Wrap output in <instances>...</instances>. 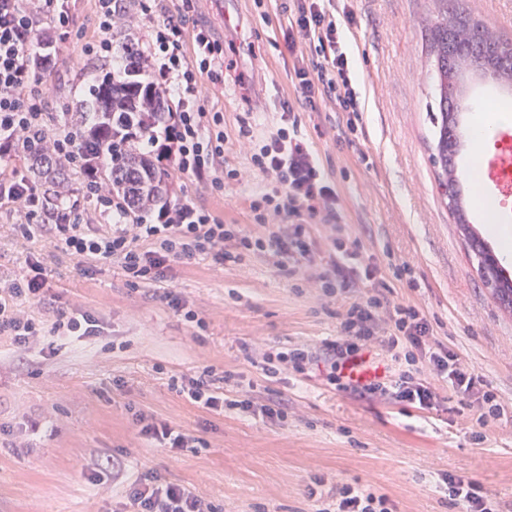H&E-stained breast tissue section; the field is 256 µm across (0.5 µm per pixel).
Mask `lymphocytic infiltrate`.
<instances>
[{"mask_svg": "<svg viewBox=\"0 0 512 512\" xmlns=\"http://www.w3.org/2000/svg\"><path fill=\"white\" fill-rule=\"evenodd\" d=\"M194 0H182V11L152 23L145 49L140 50V73L148 84L163 91L166 112L148 118L129 130L130 139L157 162L169 163L182 176L238 179L237 170L214 176L224 163V117L206 104L222 78L217 68L224 52L208 30L194 33L196 49L186 55L185 22ZM130 20L121 0H96V40L87 54L111 57L110 34ZM73 19L67 0H0V158L39 153L76 167L84 176L83 191L93 208H79L69 197L48 206L39 187L19 170L0 169V205L11 210L12 224L24 237L52 232L58 245L71 255L95 262L118 261L131 283L160 282L170 262L202 255L216 263L236 261L243 254L265 251L278 268L295 275L315 265L304 217L318 209H332L335 190L325 181L315 154L288 128L255 143L251 163L269 177L270 187L252 201L256 223L281 218L267 235L238 234L218 216L194 203L180 200L147 214H140L127 199L112 195V184L103 177V156L85 151L70 127L52 128L48 103L55 93L50 66L61 43L69 37ZM289 52L315 44L322 60L314 68L295 71L296 89L307 108L326 94H335L343 111L357 112V96L349 58L341 45L336 20L321 0H300L285 33ZM116 214L120 221L99 231L97 218ZM334 252L321 275L324 288L346 287L351 282L379 287L377 265L356 264L354 251L334 242ZM47 281L35 274L11 282L0 290V332H7L19 346H29L43 329L22 310L24 302L41 300ZM391 332L384 342L392 360H404L407 368L398 380L389 381L364 351L379 324ZM343 334L320 347L325 379L336 389L361 397L394 391L397 398L425 410L432 408L435 393L424 370L445 379L456 393L470 392L476 383L472 373L449 351L431 350L427 319L412 306L384 311L379 297L352 304L342 321ZM133 512H205L203 503L184 487L162 482L146 472L125 491Z\"/></svg>", "mask_w": 512, "mask_h": 512, "instance_id": "obj_1", "label": "lymphocytic infiltrate"}]
</instances>
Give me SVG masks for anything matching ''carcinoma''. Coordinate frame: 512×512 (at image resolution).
Segmentation results:
<instances>
[{
	"mask_svg": "<svg viewBox=\"0 0 512 512\" xmlns=\"http://www.w3.org/2000/svg\"><path fill=\"white\" fill-rule=\"evenodd\" d=\"M430 31L435 72L450 75L448 94L438 99L437 142L433 161L441 169V184L445 191L456 196L453 210L456 223L466 230L469 223L454 177V158L460 148L458 123L450 120V117L459 115V87L468 74L480 72L505 82L512 81V43L495 37L484 23L462 7L436 17ZM112 45L131 63H137L135 54L138 46L133 42L130 29L122 26L112 30ZM160 97L159 90L138 80L121 75L103 80L93 89L91 99L79 105L82 113L94 114V122L90 125L96 135L93 146L108 149L109 145L118 141V135L123 133L126 126L136 125L148 115L159 112L157 101ZM27 177L41 187L61 191L68 188V170L65 166L44 157L30 159ZM108 177L112 192L119 197H130L141 213H149L168 203V175L137 152L132 142L120 146L118 151H112ZM491 288L496 299L512 310V278L506 276L504 270H498Z\"/></svg>",
	"mask_w": 512,
	"mask_h": 512,
	"instance_id": "carcinoma-1",
	"label": "carcinoma"
}]
</instances>
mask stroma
<instances>
[{"label": "stroma", "mask_w": 512, "mask_h": 512, "mask_svg": "<svg viewBox=\"0 0 512 512\" xmlns=\"http://www.w3.org/2000/svg\"><path fill=\"white\" fill-rule=\"evenodd\" d=\"M461 2L495 36L512 39V0ZM292 5L196 0L188 29L206 27L224 49V86L208 109L224 115V167L240 177L218 190L184 176L180 196L262 235L250 204L266 178L252 167L248 142L282 127L289 113L337 194L334 218L309 221L317 258L327 259L334 239L357 244L359 260L380 266L385 305L418 309L430 346L457 354L477 384L456 394L432 379L437 402L422 411L389 395L363 399L332 389L314 369L304 377L289 364L265 363L266 355L339 336L349 306L371 295L365 284L330 295L318 267L291 277L256 252L221 264L175 261L165 284L135 286L118 264L79 260L50 233L22 237L0 208V286L38 262L49 291L24 311L46 321L53 308L79 310L98 326L84 342L65 345L47 332L26 348L0 334V512H128L122 487L148 469L212 512H325L345 484L385 496L390 512H463L448 504V475L478 483L491 512H512V311L483 286L431 159L436 82L428 26L440 2L325 0L356 77L362 119L353 133L335 100L313 110L301 105L295 69L320 57L312 48L301 61L289 52ZM68 8L74 27L60 48L49 107L60 124L106 71L83 52L97 35L92 0H68ZM464 99L471 110L462 116L455 163L468 193L471 130L479 117L497 126L499 97L470 81ZM403 264L410 277L396 279ZM167 287L200 324L168 307ZM208 367L226 398L250 400L252 408L216 414L192 405L181 387ZM487 392L504 411L480 427L475 416ZM273 401L287 406L285 420L261 412ZM34 418L47 423L36 435ZM141 419L166 423L196 444L154 449L139 434ZM477 431L483 441L474 440ZM116 461L118 483L91 482L95 472L111 475Z\"/></svg>", "instance_id": "obj_1"}]
</instances>
